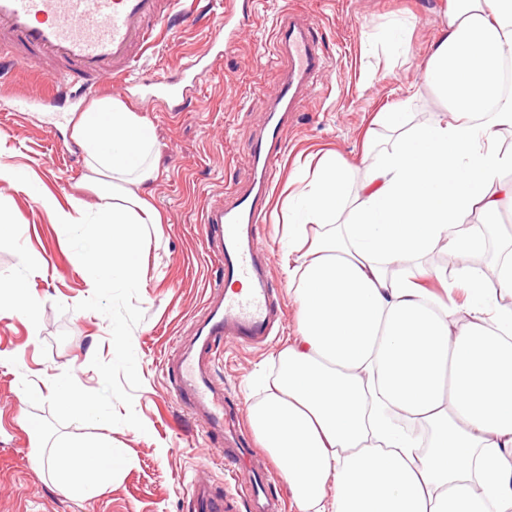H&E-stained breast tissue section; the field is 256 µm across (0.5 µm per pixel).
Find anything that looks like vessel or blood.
<instances>
[{
  "mask_svg": "<svg viewBox=\"0 0 512 512\" xmlns=\"http://www.w3.org/2000/svg\"><path fill=\"white\" fill-rule=\"evenodd\" d=\"M190 19L183 0H0V67L21 61L36 66L52 88L38 97V104L59 110L91 96L104 77L110 78L113 87L129 90L144 52L169 25ZM320 41L317 24L301 14L291 12L277 19L275 55L287 59L288 78L281 86L271 127L252 144L253 185L202 214L205 238L221 244L215 254L222 269L221 284H248L246 292L224 295L196 338L195 354L168 369L179 399L188 410L203 411L206 432L212 437L224 433V411L210 396L205 360L221 341H257L269 334V268L262 265L254 248L252 226L262 222L269 209L268 190L283 149L282 126L299 110L304 89H315L324 76ZM157 86L177 111H185L194 99L191 75L179 81L161 80ZM224 461L237 470L238 485L232 495L220 498L210 483L194 486V512H237L239 500H258L260 475L248 467V450L225 452Z\"/></svg>",
  "mask_w": 512,
  "mask_h": 512,
  "instance_id": "1",
  "label": "vessel or blood"
}]
</instances>
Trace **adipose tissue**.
I'll list each match as a JSON object with an SVG mask.
<instances>
[{
	"mask_svg": "<svg viewBox=\"0 0 512 512\" xmlns=\"http://www.w3.org/2000/svg\"><path fill=\"white\" fill-rule=\"evenodd\" d=\"M425 79L449 114L381 124L392 151L366 142L365 175L324 156L288 225L283 269L298 309L277 352L273 389L248 420L280 467L296 512H512V240L490 264L471 215L512 208V94L497 66L512 56V0H451ZM73 136L98 198H39L55 224L91 223L111 255L80 262L92 287L137 279L156 147L141 119L103 99ZM444 250L451 271L426 259Z\"/></svg>",
	"mask_w": 512,
	"mask_h": 512,
	"instance_id": "ef3b65f1",
	"label": "adipose tissue"
}]
</instances>
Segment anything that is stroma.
Masks as SVG:
<instances>
[{"instance_id": "35a3bbf8", "label": "stroma", "mask_w": 512, "mask_h": 512, "mask_svg": "<svg viewBox=\"0 0 512 512\" xmlns=\"http://www.w3.org/2000/svg\"><path fill=\"white\" fill-rule=\"evenodd\" d=\"M225 0H213L203 19L165 35L140 60L150 77L176 75L192 58L207 54L222 30ZM447 0H258L254 15L233 50L196 77L194 106L169 112L153 103L154 87L129 92L100 89L99 97L120 100L143 117L157 148L159 176L149 185L165 217L150 229L142 256L139 305L145 318L132 332L142 385L133 407L145 425L64 426V433L94 435L123 451L127 464L118 476L85 500L70 497L38 458L29 415L50 417L47 406L33 407L21 387L29 379L41 397L51 382L71 371L77 384L102 386L93 357H114L110 323L95 311L78 310L89 298L93 270L78 253L93 246L90 228L51 223L41 195L62 205L79 200L85 211L97 201L81 187L84 154L72 136L82 109L71 108L62 121L33 102L43 82L33 65L19 63L0 81V145L18 175L0 181V282L22 281L36 304L37 324L0 301V512H192L190 492L209 477L221 494L230 492L219 452L188 410L170 393L166 363L190 345L198 320L215 302L216 242L201 235L202 211L224 196L245 189L255 165L253 139L270 118L269 107L284 79L274 66L273 28L277 17L301 11L323 27L322 50L328 70L323 86L309 92L284 128L285 151L270 199L271 222L257 225L256 244L270 253L274 294L284 316L273 336L258 346L226 343L208 363L209 378L224 415L246 421L247 409L262 393L250 389L256 371L296 329V309L282 273L286 226L282 212L298 175L315 167L327 152L352 164L354 181L366 139L391 149L394 135L377 123L383 112L407 113L418 124L443 117L446 106L426 84L430 47L446 23ZM407 23L401 44L388 38L395 21ZM29 254L34 268L20 262ZM66 313H59L58 305Z\"/></svg>"}]
</instances>
